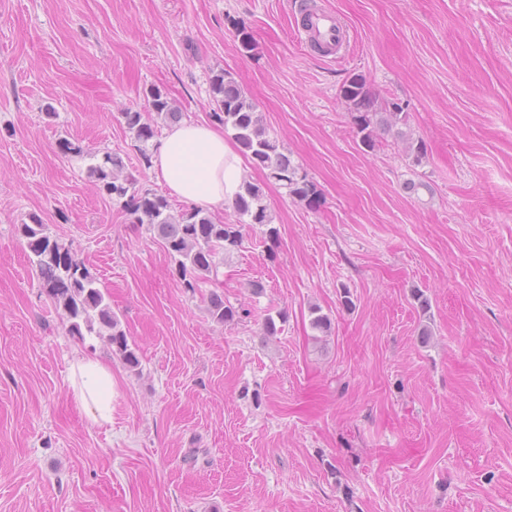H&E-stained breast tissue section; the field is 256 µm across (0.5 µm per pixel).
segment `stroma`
Listing matches in <instances>:
<instances>
[{
  "label": "stroma",
  "instance_id": "35a3bbf8",
  "mask_svg": "<svg viewBox=\"0 0 512 512\" xmlns=\"http://www.w3.org/2000/svg\"><path fill=\"white\" fill-rule=\"evenodd\" d=\"M313 2L344 60L298 44L292 0H0V512H512V0ZM221 70L319 194L244 165L278 236L244 227L221 257L224 325L88 176L117 152L164 193L122 114L155 85L222 128ZM354 74L405 108L421 166L388 133L362 149ZM34 216L98 278L138 369L69 335L29 263ZM83 358L112 370L111 423L75 403Z\"/></svg>",
  "mask_w": 512,
  "mask_h": 512
}]
</instances>
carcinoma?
<instances>
[{"label": "carcinoma", "instance_id": "cac0c4a2", "mask_svg": "<svg viewBox=\"0 0 512 512\" xmlns=\"http://www.w3.org/2000/svg\"><path fill=\"white\" fill-rule=\"evenodd\" d=\"M210 87L223 115L224 129L232 131V138L241 154L253 166L266 171L267 177L279 183L288 196L309 205L316 203L318 193L314 183L301 171L290 153L270 137L257 105L232 74L224 70L213 74ZM144 98L146 111L129 109L122 116L126 128L138 142L143 163L148 165V143L157 134V126L149 119V114L174 123L180 112L158 86L146 89ZM340 98L352 114L356 134L364 148L372 150L376 147L379 131L394 130L406 142V155L411 165H422L427 155L425 143L402 130L408 125V113L400 103L393 100L378 102L360 74H354L347 80L340 90ZM124 170L123 158L117 153L106 152L100 161L89 167V175L95 179L101 193L124 200L132 223L145 224L157 233L180 274L190 276L188 287L218 281V256L242 244V225L218 224L194 208L176 217L171 213L170 202L165 196L151 189L136 187V179L124 174ZM234 209L247 218V223L267 227V237L276 238L277 230L271 226L260 185L243 180ZM21 230L41 288L55 305L66 312L69 334L81 339L97 336L127 367H139L136 347L129 344L119 317L112 312L105 293L97 286L96 278L84 261L51 239L37 217L32 218V223L21 225ZM207 311L211 320L221 325L233 321L236 316V310L224 303V292L216 289L207 296Z\"/></svg>", "mask_w": 512, "mask_h": 512}]
</instances>
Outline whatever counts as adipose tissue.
I'll return each instance as SVG.
<instances>
[{
	"mask_svg": "<svg viewBox=\"0 0 512 512\" xmlns=\"http://www.w3.org/2000/svg\"><path fill=\"white\" fill-rule=\"evenodd\" d=\"M151 172L170 195L211 210L223 209L240 191V156L222 133L201 123H183L157 142ZM73 385L79 407L96 423L112 420V373L99 360L77 362Z\"/></svg>",
	"mask_w": 512,
	"mask_h": 512,
	"instance_id": "ef3b65f1",
	"label": "adipose tissue"
}]
</instances>
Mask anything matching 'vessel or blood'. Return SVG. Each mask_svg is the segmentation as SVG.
<instances>
[{
	"label": "vessel or blood",
	"mask_w": 512,
	"mask_h": 512,
	"mask_svg": "<svg viewBox=\"0 0 512 512\" xmlns=\"http://www.w3.org/2000/svg\"><path fill=\"white\" fill-rule=\"evenodd\" d=\"M294 32L300 44L318 42L326 58L337 61L346 54L347 34L336 13L312 7L308 0H296Z\"/></svg>",
	"instance_id": "1"
}]
</instances>
